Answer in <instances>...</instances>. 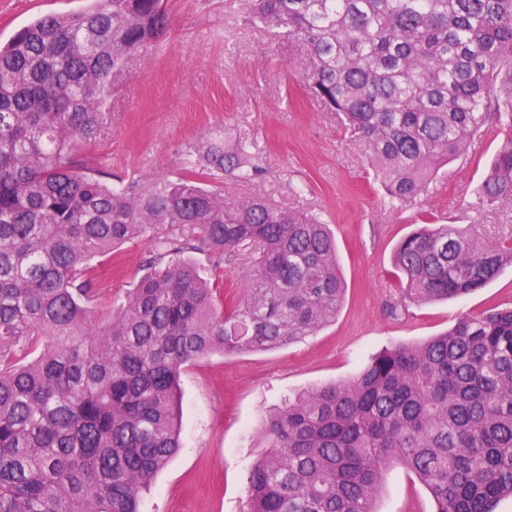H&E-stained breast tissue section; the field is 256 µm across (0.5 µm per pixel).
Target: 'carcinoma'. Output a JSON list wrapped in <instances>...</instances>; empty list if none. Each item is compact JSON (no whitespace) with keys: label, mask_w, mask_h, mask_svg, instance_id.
I'll list each match as a JSON object with an SVG mask.
<instances>
[{"label":"carcinoma","mask_w":512,"mask_h":512,"mask_svg":"<svg viewBox=\"0 0 512 512\" xmlns=\"http://www.w3.org/2000/svg\"><path fill=\"white\" fill-rule=\"evenodd\" d=\"M244 18L308 51L305 87L357 131L374 179L407 207L485 124L512 131V0H241ZM163 0H92L0 43V512H141L180 448L181 369L213 353L284 349L336 318L344 283L329 225L259 197L227 198L199 167L258 173L243 140H209L174 179L117 190L73 152L121 71L162 37ZM512 209V138L478 189ZM156 224L195 228L218 257L258 250L223 301L166 252L104 330L92 261ZM512 266V247L455 224L405 236L393 266L414 302L464 297ZM248 474L247 512H375L403 465L436 512L512 497V308L465 314L398 344L353 379L276 408Z\"/></svg>","instance_id":"1"}]
</instances>
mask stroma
I'll return each instance as SVG.
<instances>
[{
	"mask_svg": "<svg viewBox=\"0 0 512 512\" xmlns=\"http://www.w3.org/2000/svg\"><path fill=\"white\" fill-rule=\"evenodd\" d=\"M89 0H0V42L34 18L71 12ZM171 27L144 43L111 79L100 126L81 155L124 185L182 172L191 146L224 137L251 142L262 173L244 182L213 179L228 196L266 195L321 213L335 237L346 293L335 319L285 349L216 353L180 377L181 448L143 494V512H246L248 471L260 453L266 412L286 397L356 376L395 344H415L451 328L466 314L512 306V267L468 296L416 303L403 295L392 255L418 224H455L492 243L512 244V210L477 208L476 188L511 132L487 124L479 149L442 168L430 192L410 208L395 206L367 169L357 134L323 111L304 86L305 49L244 23L239 0H164ZM190 226L154 232L95 260V320L104 326L132 285L168 247L193 238ZM191 258L214 282L253 264L242 252L217 260L206 247ZM377 512H435L425 486L404 466L384 474Z\"/></svg>",
	"mask_w": 512,
	"mask_h": 512,
	"instance_id": "obj_1",
	"label": "stroma"
}]
</instances>
